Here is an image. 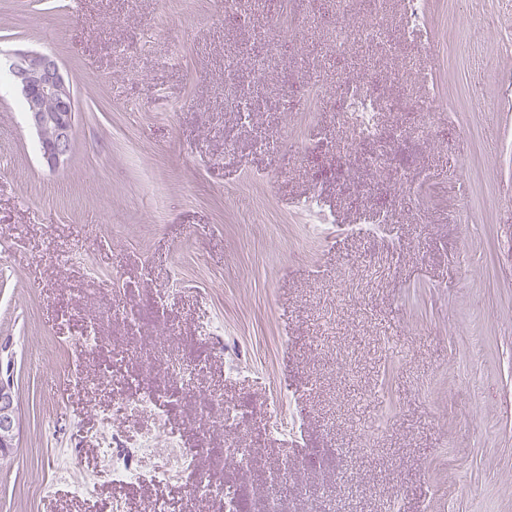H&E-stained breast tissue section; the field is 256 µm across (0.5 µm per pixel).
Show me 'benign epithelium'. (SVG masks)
<instances>
[{
	"instance_id": "1",
	"label": "benign epithelium",
	"mask_w": 512,
	"mask_h": 512,
	"mask_svg": "<svg viewBox=\"0 0 512 512\" xmlns=\"http://www.w3.org/2000/svg\"><path fill=\"white\" fill-rule=\"evenodd\" d=\"M9 71L16 89L22 95L30 128L39 139L41 158L51 170L69 158L74 140L76 110L74 81L64 75L56 57L42 51L15 52ZM54 103L48 109L47 101ZM20 420L18 398L10 377L0 376V447H16Z\"/></svg>"
}]
</instances>
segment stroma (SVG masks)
<instances>
[{
	"instance_id": "35a3bbf8",
	"label": "stroma",
	"mask_w": 512,
	"mask_h": 512,
	"mask_svg": "<svg viewBox=\"0 0 512 512\" xmlns=\"http://www.w3.org/2000/svg\"><path fill=\"white\" fill-rule=\"evenodd\" d=\"M427 2V42L399 37L386 0L392 52L349 44L312 100L298 61L329 49L325 26L287 36L263 13L239 28L220 0H0V51L53 54L76 99L73 150L51 170L0 81V364L21 418L0 512H224L178 482L78 493L103 467V420L128 445L153 425L112 413L116 347L174 394L167 430L206 443L202 473L243 512H265L271 477L302 455L281 512H512V0ZM260 38L274 49L249 127L253 59L228 79L225 56ZM427 73L446 107L428 136L404 103ZM368 75L399 103L378 172L336 92ZM423 170L417 196L405 182ZM113 299L140 328L108 320L103 346L77 348ZM158 336L191 386L145 357ZM217 398L240 428L202 418ZM229 439L252 449L247 469L225 463Z\"/></svg>"
}]
</instances>
